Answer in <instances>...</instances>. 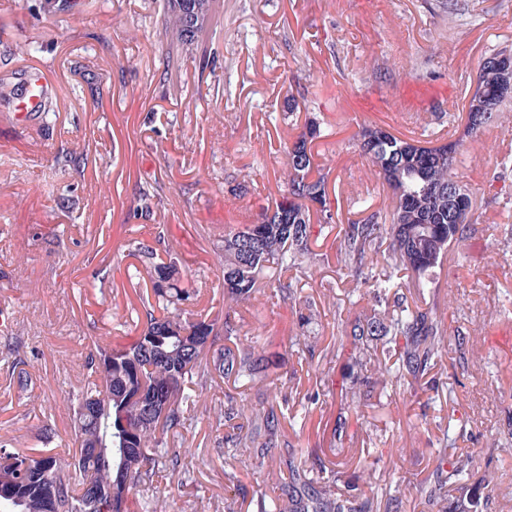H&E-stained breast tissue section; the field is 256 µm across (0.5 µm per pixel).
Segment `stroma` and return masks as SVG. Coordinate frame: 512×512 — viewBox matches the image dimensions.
Listing matches in <instances>:
<instances>
[{
  "label": "stroma",
  "instance_id": "obj_1",
  "mask_svg": "<svg viewBox=\"0 0 512 512\" xmlns=\"http://www.w3.org/2000/svg\"><path fill=\"white\" fill-rule=\"evenodd\" d=\"M12 2L0 12V448L72 449L92 342L133 330L150 285L133 247L180 265V287L198 292L186 310H222V228L255 221L285 145L311 119L338 184L333 220L310 244L322 259L289 272L293 298L269 288L239 307L238 345L259 342L257 374L278 379L276 433L244 425L227 454L228 399L253 401L257 390L194 377L200 399L166 437L178 466L139 486L134 512H150L157 496L170 512H255L264 475L247 463L258 450L274 458L317 444L349 483L361 465L401 454L400 471L379 477L377 512H512V102L456 156L477 223L431 280L402 279L409 301L445 319L434 387L372 384L380 339L357 344L350 332L373 321V293H350L335 258L342 224L390 213L391 194L368 177L352 136L380 125L434 145L462 131L482 60L512 50V0H214L190 46L166 35V0ZM18 42L58 87L56 111L30 126L10 104ZM453 95L457 110L444 111ZM470 336L485 339L481 364ZM344 395L367 403L364 418ZM451 425L475 470L499 479L471 480L431 508L418 485Z\"/></svg>",
  "mask_w": 512,
  "mask_h": 512
}]
</instances>
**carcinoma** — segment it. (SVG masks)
<instances>
[{"label": "carcinoma", "mask_w": 512, "mask_h": 512, "mask_svg": "<svg viewBox=\"0 0 512 512\" xmlns=\"http://www.w3.org/2000/svg\"><path fill=\"white\" fill-rule=\"evenodd\" d=\"M210 0H169V12L180 14L181 41L193 44L208 16ZM512 99V51L502 50L479 70L476 88L468 100L474 123L461 137L439 146L425 147L415 140H400L386 128H362L358 142L369 161V173L382 181L392 196L389 225L372 212L340 230L337 262L361 273L381 253L385 235L399 255L393 270L420 277L432 275L448 251L463 239L474 223L475 204L469 190L452 178L450 169L464 138L477 132L485 115L503 111ZM319 125L312 120L287 147L288 160L269 189L272 203L254 224L224 226V319L210 315L184 316L180 305L190 292L177 286L180 272L173 263L145 267L155 303H147L146 324L125 343L96 341L87 383L74 409V445L67 455L44 450L27 453L0 450V512H130L129 501L138 484L152 481L159 460L178 464V454L164 446V434L180 425L183 405L190 401L185 385L207 355L224 375L246 378L261 394L273 392L275 383L256 380V347L215 348L219 339H237L239 302L257 298L266 288H289L284 274L306 260L314 227L333 219L327 175L316 163ZM378 304L391 310L390 319L353 329V336L386 337L381 355L396 357L397 368L380 369L375 384L396 383L414 388L426 377L442 347L443 319L432 308L410 307L390 274L373 284ZM274 430V412L240 400L224 411L229 428L237 421ZM457 435L449 428L434 449L435 466L419 485V493L434 505L448 491L465 487L475 475L472 458L459 453ZM339 471L319 465L320 486L307 476L295 449L279 453L267 471L273 496L260 495L256 512H374L376 469L361 468L357 480L368 493L351 495L333 491ZM55 486L48 498L44 485Z\"/></svg>", "instance_id": "carcinoma-1"}]
</instances>
